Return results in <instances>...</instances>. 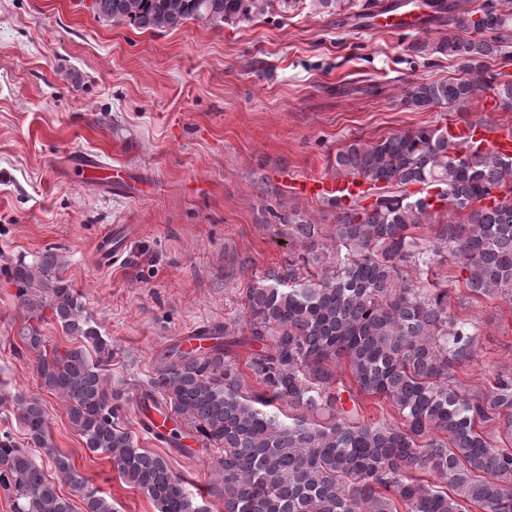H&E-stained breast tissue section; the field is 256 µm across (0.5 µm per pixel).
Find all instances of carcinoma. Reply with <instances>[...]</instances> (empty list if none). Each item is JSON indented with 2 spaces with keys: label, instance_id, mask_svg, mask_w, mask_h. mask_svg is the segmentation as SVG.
<instances>
[{
  "label": "carcinoma",
  "instance_id": "carcinoma-1",
  "mask_svg": "<svg viewBox=\"0 0 512 512\" xmlns=\"http://www.w3.org/2000/svg\"><path fill=\"white\" fill-rule=\"evenodd\" d=\"M298 2L94 0L93 10L103 21L161 32L186 20L249 21L275 3L286 12ZM441 2L423 6L448 14V36L417 52L456 60L460 75L411 85L405 104L455 106L489 91L511 107L512 81H496L487 61L512 59V0L478 8L471 0ZM333 168L369 184L349 206L328 201L338 209L334 264L306 276L302 267L321 260L318 229L282 219L307 257L248 285L247 331L228 321L200 331L219 339L208 349L171 348L143 400L160 393L195 442L222 450L215 494L224 512H512V376L477 396L454 385V367L474 356L476 327L450 315L448 289L415 287L400 274L407 263L428 269L446 252L466 271L472 295L512 298V157L459 149L448 128L423 126L353 142L336 153ZM441 212L446 220L434 244L421 246L410 228ZM61 266L48 250L34 267L0 268L28 318L44 319L48 307L64 333L82 342L40 355L44 385L69 404L85 447L109 453L123 481L158 512H202L166 460L117 425L124 389L108 385L112 345L83 315ZM250 378L258 389L248 387ZM371 397L390 402L401 421H365L362 403ZM277 403L324 412L328 422L281 416L272 411ZM19 419L34 446L72 478L70 459L48 446L42 405L19 401ZM497 419L504 430L498 445L484 432ZM0 488L13 512H71L8 429L0 432ZM85 501L87 512H113L94 490Z\"/></svg>",
  "mask_w": 512,
  "mask_h": 512
}]
</instances>
